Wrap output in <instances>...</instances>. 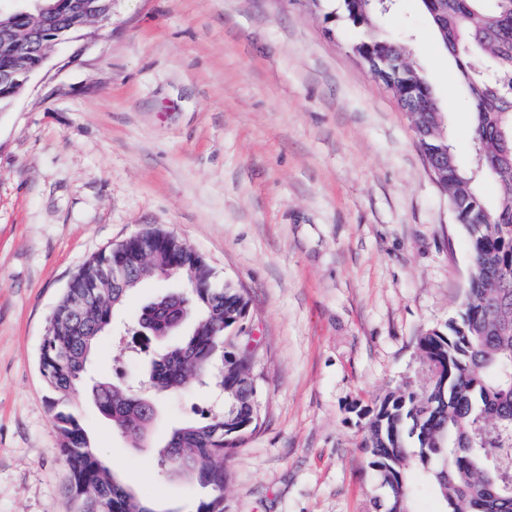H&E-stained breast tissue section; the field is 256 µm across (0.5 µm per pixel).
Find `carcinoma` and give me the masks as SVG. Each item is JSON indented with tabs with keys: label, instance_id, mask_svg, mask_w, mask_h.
Masks as SVG:
<instances>
[{
	"label": "carcinoma",
	"instance_id": "carcinoma-1",
	"mask_svg": "<svg viewBox=\"0 0 512 512\" xmlns=\"http://www.w3.org/2000/svg\"><path fill=\"white\" fill-rule=\"evenodd\" d=\"M61 17L47 28L34 10L18 7L0 17V69L10 65L13 34L31 29L42 39L69 35L73 0H55ZM444 49L454 60L471 105L474 163H461L449 138L442 106L413 115L414 134L426 155L441 157L439 186L456 209L472 264L464 300L456 316L418 338L429 367L428 384L416 392L386 394L371 410L364 449L381 498L377 512H412L408 472L419 469L431 482L441 512H512V0H420ZM392 0H341L345 18L358 30L351 50L360 56L385 55L392 61L391 91L402 100L436 99L423 72L403 60L382 18ZM495 186L489 198L485 187ZM129 253L150 252L147 268L129 271L112 283V253L87 263L94 280L75 289L86 297L79 316L64 311L60 299L49 321L39 368L49 391L60 453L68 467L65 493L75 512H153L115 475L112 465L90 444L74 394L87 376L97 338L112 325L114 309L145 277H176L195 288H180L145 305L138 320L153 333L179 330L170 324L186 308L193 329L180 341L150 354L145 386L161 394L193 379L224 390L217 420L187 421L175 428L157 452L173 474L213 487L224 475L225 449L234 448L258 424L249 346L234 343L233 332L247 316L248 300L230 283L218 287L204 258L186 244L148 229L124 240ZM223 346L224 366L213 373ZM88 394L115 433L140 447L155 417L149 392L110 381L87 385Z\"/></svg>",
	"mask_w": 512,
	"mask_h": 512
}]
</instances>
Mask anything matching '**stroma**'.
<instances>
[{"label":"stroma","mask_w":512,"mask_h":512,"mask_svg":"<svg viewBox=\"0 0 512 512\" xmlns=\"http://www.w3.org/2000/svg\"><path fill=\"white\" fill-rule=\"evenodd\" d=\"M385 30L432 84L462 163L472 113L419 0ZM340 0H112L0 104V512H72L38 363L82 265L158 229L248 300L242 336L259 424L225 460L224 512H374L362 444L387 392L424 386L417 340L453 317L471 266L412 119L350 49ZM171 280L148 279L99 337L95 376L143 375L126 326ZM134 448L87 399L98 454L153 512L210 491L161 473L172 428L222 413L162 395Z\"/></svg>","instance_id":"1"}]
</instances>
